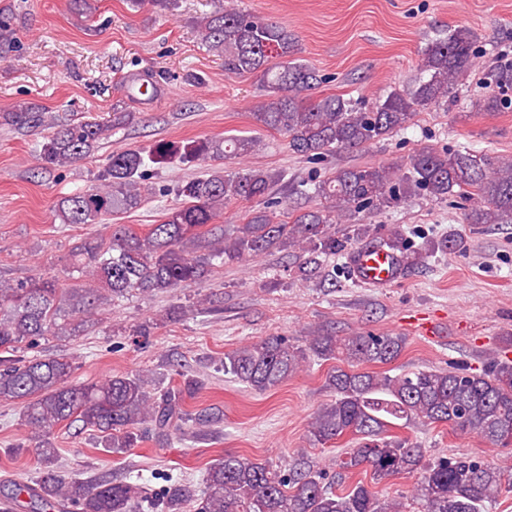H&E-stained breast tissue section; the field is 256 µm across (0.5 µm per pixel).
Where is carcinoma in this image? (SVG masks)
<instances>
[{"label": "carcinoma", "mask_w": 512, "mask_h": 512, "mask_svg": "<svg viewBox=\"0 0 512 512\" xmlns=\"http://www.w3.org/2000/svg\"><path fill=\"white\" fill-rule=\"evenodd\" d=\"M176 0H129L133 8L156 13L173 9ZM198 40L224 57L229 74H255L265 100L253 109L261 126L288 138L289 150L318 161L339 149L379 142L404 129L424 110L453 100L457 86L478 65L474 32L448 30L421 51L420 77L410 88L389 91L371 108L340 95L308 99L322 82L297 57L288 30L239 8L220 10L195 21ZM512 106V65L491 74L479 107L497 112ZM134 113L117 104L107 118L91 117L52 127L38 154L43 170L71 164L93 154L101 141L125 127ZM13 126L44 123L42 110L23 102L10 112ZM260 146L255 137L199 138L182 143L164 140L145 148L111 153L97 183L60 198L64 224H96L104 216L126 212L145 201L141 182L152 164L177 161L205 172L180 182L176 203L162 221L140 236L124 224L112 225L107 238L76 244L60 278L0 281V401L20 407L21 424L35 442L33 452L45 464L57 456L51 437L62 423L105 435L114 453H125L149 432L166 441L202 426L185 409L198 384L160 388L147 374H115L101 382L75 383L73 358L29 353L42 340L78 336L105 301L132 293H167L205 279L214 269L260 257L273 249H291L301 273L319 259L347 250V241L330 230L355 222L421 194L443 200L457 194L466 224L512 223V157L491 156L470 148L438 151L424 147L396 166L339 170L331 177L298 184L290 196L272 195L275 178L263 169L226 171L218 162L246 156ZM256 204L244 224L227 232L217 219L230 202ZM287 219H282V216ZM207 252L197 253L202 242ZM405 347L393 334L358 332L349 336H309L294 344L285 336H267L224 354V375L255 391H267L296 376L315 361L338 362L326 384L334 399L321 405L309 424L313 441L325 445L347 433L362 437L360 446L336 459L341 476L358 468L378 484L402 475L416 477L412 501L418 512H485L500 494L512 490V467L465 454L432 457L407 438L389 434L403 426L446 424L476 434L500 447H512V360H493L486 369H419L391 376L364 372V364L387 365ZM27 496L29 512H51L53 501L72 502L79 512H140L141 487L128 481H81L53 469L30 488L15 482L4 500ZM407 512L405 503L381 498L358 482L338 492L324 468L288 475L264 462L226 454L206 469L203 488L172 484L154 500L156 512Z\"/></svg>", "instance_id": "1"}]
</instances>
